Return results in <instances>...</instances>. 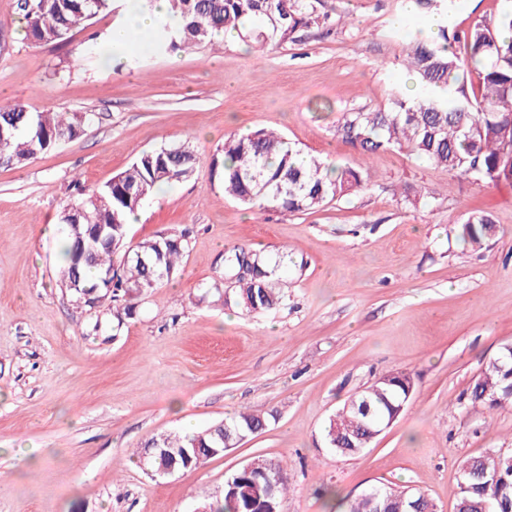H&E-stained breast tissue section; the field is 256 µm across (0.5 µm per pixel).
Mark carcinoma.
I'll list each match as a JSON object with an SVG mask.
<instances>
[{
	"label": "carcinoma",
	"mask_w": 512,
	"mask_h": 512,
	"mask_svg": "<svg viewBox=\"0 0 512 512\" xmlns=\"http://www.w3.org/2000/svg\"><path fill=\"white\" fill-rule=\"evenodd\" d=\"M174 15L183 20L177 28L162 22L151 41L155 52L197 50L211 44L215 32L233 29L238 38L256 52L274 41H296V34L316 23L310 0H169ZM426 17L448 15L456 0H416ZM112 0H17L26 38L39 44L65 42L70 33L108 10ZM403 65L416 82L412 95L394 87L387 107L369 112H344L336 135L373 154L390 148H407L417 158L456 176L477 181L512 179V9L495 19L475 23L466 31L448 26L437 37L423 41L407 34ZM464 44L466 55L455 46ZM477 74V83L471 75ZM92 121L87 112L31 113L21 104L1 105L0 124L8 135L0 142V165L23 166L38 154L56 146L60 133L74 138ZM224 195L259 209L281 212L313 211L324 204L362 192L372 185L371 174L332 162L307 159L297 163L300 151L280 133L258 129L224 139ZM199 156L185 143L138 153L125 171L103 186L86 190L74 181L76 195L64 207L61 223L81 225L84 244L66 231L67 263L60 281L77 288L71 292L88 298L94 307L112 302V321L121 329L133 314L126 299L169 281L177 272L187 249L185 235L160 234L127 246L128 216L141 206L138 194L149 197L157 189L187 181L196 172ZM494 230V220L485 211H472L460 224L463 240L480 245ZM249 257L253 272L239 275L242 258ZM278 266L268 267L260 254L244 248L224 252V277L234 280L224 305L234 304L249 313L262 314L281 304L285 296L274 288ZM414 380L407 372L379 377L350 397L329 418L324 437L341 454L363 452L380 436L398 409L407 406ZM471 406L493 410L512 402V349L490 360L470 393ZM267 418L240 412L214 423L201 432L151 438L154 469L169 466L170 452L183 448L189 456L179 458L176 471H188L202 463L194 448H235L239 437L260 433ZM482 477L460 491L459 512H512V452H494L475 458ZM251 471H237L225 482L224 495L210 504L212 512H250L249 500L231 490V485L252 486L265 472L280 474L266 499L275 509L288 490L281 462L267 458L250 461ZM379 500L361 495L344 512H403L408 502L424 493L379 487Z\"/></svg>",
	"instance_id": "obj_1"
}]
</instances>
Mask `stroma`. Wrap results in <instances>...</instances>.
Listing matches in <instances>:
<instances>
[{
	"mask_svg": "<svg viewBox=\"0 0 512 512\" xmlns=\"http://www.w3.org/2000/svg\"><path fill=\"white\" fill-rule=\"evenodd\" d=\"M299 41L101 62L118 16L64 43L30 42L0 0V103L92 112L75 139L25 167H0V512H197L251 458L283 461L282 512H329L318 490L354 499L395 483L456 512L462 461L512 451V404L473 411L486 364L512 345V183L448 174L408 149L363 156L336 135L341 113L387 104L407 78L403 0H312ZM284 134L304 154L366 168L372 189L313 212L248 209L224 195L225 136ZM201 156L188 181L154 192L127 243L188 231L178 275L138 295L120 331L106 307L60 285L73 179L102 186L142 150ZM495 233L453 232L473 209ZM283 257L286 300L262 314L224 305V253ZM100 330H93V323ZM412 374L399 419L364 452L336 454L327 419L380 376ZM241 411L266 429L196 469L154 476L132 457L153 436Z\"/></svg>",
	"mask_w": 512,
	"mask_h": 512,
	"instance_id": "1",
	"label": "stroma"
}]
</instances>
